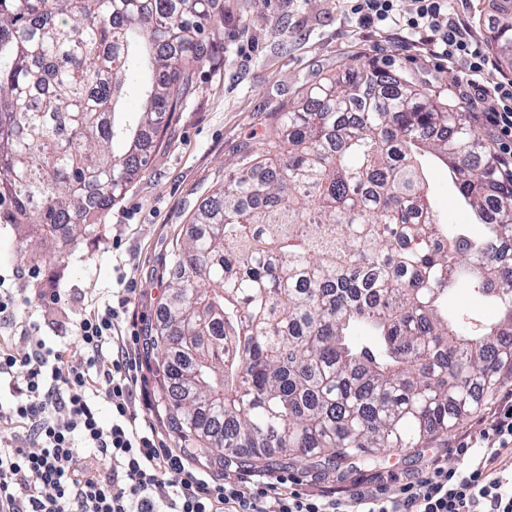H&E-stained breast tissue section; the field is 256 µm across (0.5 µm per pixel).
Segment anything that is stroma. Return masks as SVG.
I'll return each mask as SVG.
<instances>
[{"label": "stroma", "instance_id": "35a3bbf8", "mask_svg": "<svg viewBox=\"0 0 512 512\" xmlns=\"http://www.w3.org/2000/svg\"><path fill=\"white\" fill-rule=\"evenodd\" d=\"M212 12L224 18V41L212 46V59L192 75L193 88L181 109L148 143L149 162L123 196L102 211L90 230L44 242L17 223L9 198L0 199V277L6 287L56 293L54 302L27 309L35 325L33 340L64 347L72 359L82 351L70 334L72 320L106 308L114 289L135 283L132 297L140 335H149L163 317L167 294L163 277L170 240L186 230L191 214L224 183V171L243 147L262 144L268 129L299 91L355 56L391 62L415 81L455 101L465 98L461 68L417 50L406 31L360 28L347 0H213ZM432 204L448 223L472 236L481 235L471 208L458 195L447 167L428 164ZM448 313L481 322L495 320L498 309L470 281L448 294ZM148 388L154 396L153 421L170 447L184 446L162 398L154 352H143ZM482 420L474 415L449 433L447 442L402 454L387 452L375 471L386 476L421 473L431 460L454 467V449ZM369 468L347 466L319 471L286 457L265 467L267 476L282 473L303 479L326 494L354 487Z\"/></svg>", "mask_w": 512, "mask_h": 512}]
</instances>
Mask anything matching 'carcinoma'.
Returning a JSON list of instances; mask_svg holds the SVG:
<instances>
[{"mask_svg":"<svg viewBox=\"0 0 512 512\" xmlns=\"http://www.w3.org/2000/svg\"><path fill=\"white\" fill-rule=\"evenodd\" d=\"M211 8L0 0V197L19 223L75 234L124 193L146 136L209 62L205 29L224 39ZM487 46L512 65V5ZM142 77L129 111L124 88ZM464 112L400 69L350 63L307 88L174 237L152 345L168 410L201 452L376 465L448 438L512 379V176ZM425 153L485 236L433 210ZM463 272L500 321L448 318Z\"/></svg>","mask_w":512,"mask_h":512,"instance_id":"cac0c4a2","label":"carcinoma"}]
</instances>
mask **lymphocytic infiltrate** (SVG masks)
I'll return each mask as SVG.
<instances>
[{
    "mask_svg": "<svg viewBox=\"0 0 512 512\" xmlns=\"http://www.w3.org/2000/svg\"><path fill=\"white\" fill-rule=\"evenodd\" d=\"M354 2L363 27H403L431 56L464 65L475 96L495 101L482 119L512 143V80H494L493 60L448 0H412L406 12L401 0ZM132 295L119 289L115 304L75 322L81 360L42 340L20 356L0 343V385L13 396L0 407V512H266L270 501L276 512H512V394L458 444L459 466L431 463L391 492L380 483L336 498L291 474L253 473L245 497L234 482H209L131 409L148 395L140 337L127 325Z\"/></svg>",
    "mask_w": 512,
    "mask_h": 512,
    "instance_id": "1",
    "label": "lymphocytic infiltrate"
}]
</instances>
